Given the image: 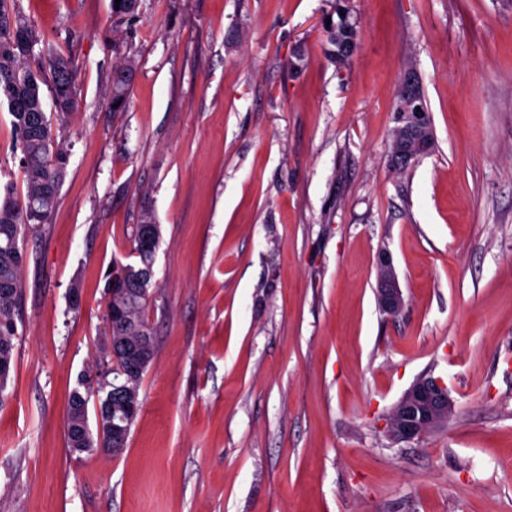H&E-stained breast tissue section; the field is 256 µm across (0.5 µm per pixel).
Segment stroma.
<instances>
[{
  "label": "stroma",
  "instance_id": "stroma-1",
  "mask_svg": "<svg viewBox=\"0 0 512 512\" xmlns=\"http://www.w3.org/2000/svg\"><path fill=\"white\" fill-rule=\"evenodd\" d=\"M350 4L339 65L331 0H140L128 24L111 0H18L73 57L79 109L23 244L0 512H512V0ZM120 54L136 72L115 114ZM410 68L435 148L398 173ZM146 206L162 238L142 408L120 455L77 459L68 398ZM425 374L455 408L394 442L386 419ZM342 1H334L332 4V11L326 15L324 19V30L327 36L328 43L333 47L327 49V54L331 59L336 61V39L348 43L352 51L348 54L347 58L356 51L357 48V29L355 23L350 20V14L342 5ZM336 14V21L334 15ZM331 19L330 25H327V20ZM350 56V57H351ZM349 57V58H350ZM348 58V59H349ZM136 66L132 59L124 58L112 67L109 79L110 89L108 108L110 112H123L129 103V97L135 76ZM116 105V108H113ZM378 267L381 271L378 278L379 307L383 312L394 316L402 310L404 300L387 253L379 256Z\"/></svg>",
  "mask_w": 512,
  "mask_h": 512
}]
</instances>
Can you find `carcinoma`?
Returning <instances> with one entry per match:
<instances>
[{"label":"carcinoma","mask_w":512,"mask_h":512,"mask_svg":"<svg viewBox=\"0 0 512 512\" xmlns=\"http://www.w3.org/2000/svg\"><path fill=\"white\" fill-rule=\"evenodd\" d=\"M17 0H0V99L12 117V150L20 152L19 165L25 182L20 195L12 183H0V406L15 361L18 317L16 302L21 294L25 252L21 247L26 231L46 223L58 200L70 154L57 142L52 121L46 113L51 100L56 119L66 122L78 108L77 69L71 56L56 51L43 31L26 18ZM139 0H120L114 18L130 21L136 17ZM324 25L327 50L336 58V40L357 48V29L342 0L332 4ZM133 60L125 58L112 67L109 79V111L123 112L135 76ZM136 261L116 263L107 274L109 297L102 346L112 348V361L101 363L93 376H83L80 388L69 396L65 423L70 452L101 451L110 454L124 448L112 434V425H126V405L132 400L141 408L139 387L143 373L154 358L155 343H143L152 336L145 319L149 301V271L161 243V230L150 241L133 233ZM99 393L102 435L92 433L88 403Z\"/></svg>","instance_id":"carcinoma-1"}]
</instances>
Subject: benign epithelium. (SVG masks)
I'll return each mask as SVG.
<instances>
[{"instance_id":"7a95c632","label":"benign epithelium","mask_w":512,"mask_h":512,"mask_svg":"<svg viewBox=\"0 0 512 512\" xmlns=\"http://www.w3.org/2000/svg\"><path fill=\"white\" fill-rule=\"evenodd\" d=\"M402 85L405 92L397 106L395 134L400 149L391 158L395 165H408L427 155L434 143V131L423 114L415 108V100L423 95L416 73L405 72ZM378 303L380 309L394 316L404 305L401 289L388 254L379 256ZM454 402L444 382L431 375L418 378L394 407L386 420L389 437L396 442H411L444 422L451 414Z\"/></svg>"}]
</instances>
